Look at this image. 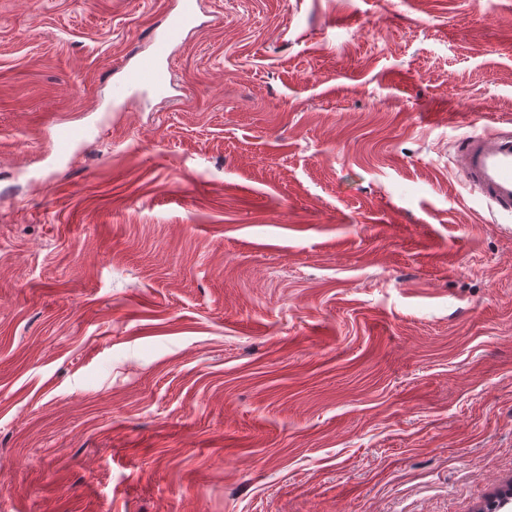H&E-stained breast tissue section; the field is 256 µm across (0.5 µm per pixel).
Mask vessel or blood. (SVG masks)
Listing matches in <instances>:
<instances>
[{
	"mask_svg": "<svg viewBox=\"0 0 512 512\" xmlns=\"http://www.w3.org/2000/svg\"><path fill=\"white\" fill-rule=\"evenodd\" d=\"M197 0H181L177 11L166 13L151 34L148 52L137 55L126 69L124 85L165 93L170 83L168 62L171 49L183 41L193 24ZM82 126L60 124L54 129L50 149L56 155H67L84 141ZM455 156L463 179L478 190L491 205L512 212V130H487L460 137Z\"/></svg>",
	"mask_w": 512,
	"mask_h": 512,
	"instance_id": "vessel-or-blood-1",
	"label": "vessel or blood"
}]
</instances>
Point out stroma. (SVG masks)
<instances>
[{
	"label": "stroma",
	"instance_id": "1",
	"mask_svg": "<svg viewBox=\"0 0 512 512\" xmlns=\"http://www.w3.org/2000/svg\"><path fill=\"white\" fill-rule=\"evenodd\" d=\"M178 2L0 0V512H485L512 0H198L116 101ZM197 1L182 0L179 9L166 13L152 31L150 50L133 55L135 60L125 70L124 87L153 89L164 94L170 84L168 62L171 49L181 43L196 15ZM85 129L79 125L58 124L53 132L50 149L56 155H67L71 149L85 140ZM455 157L463 179L498 211L512 212V130L460 137Z\"/></svg>",
	"mask_w": 512,
	"mask_h": 512
}]
</instances>
